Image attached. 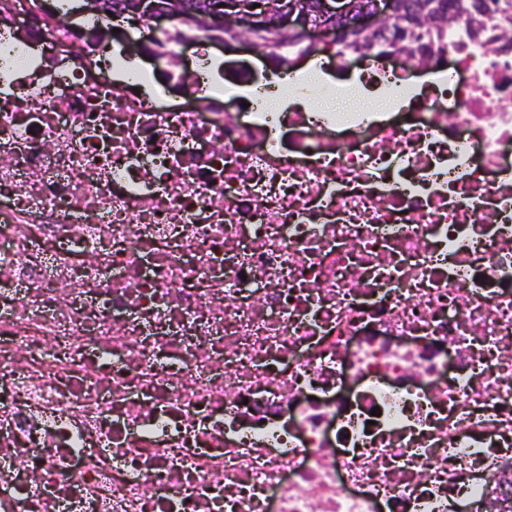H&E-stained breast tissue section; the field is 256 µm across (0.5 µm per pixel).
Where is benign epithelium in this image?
Instances as JSON below:
<instances>
[{"label":"benign epithelium","instance_id":"1","mask_svg":"<svg viewBox=\"0 0 512 512\" xmlns=\"http://www.w3.org/2000/svg\"><path fill=\"white\" fill-rule=\"evenodd\" d=\"M485 0H458L451 6L436 0L434 9L424 14L411 0H382L373 10L356 12L347 0H317L313 8L297 7L280 0L273 8L268 0H215L205 11L192 10L184 0H135V23H154L153 32L164 31L161 22L185 18L196 27L208 29L224 27V33L215 36L213 43L234 49L245 47L256 56L272 60L277 51L291 43L303 45L292 62L298 63L320 47L341 44L355 60H362L377 46L387 51V61L409 59L413 48L408 44L409 34L432 21H451L460 16H480ZM324 17L334 15L343 24L331 28L332 39L325 41L312 35V13Z\"/></svg>","mask_w":512,"mask_h":512}]
</instances>
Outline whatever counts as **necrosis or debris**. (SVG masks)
<instances>
[{"mask_svg":"<svg viewBox=\"0 0 512 512\" xmlns=\"http://www.w3.org/2000/svg\"><path fill=\"white\" fill-rule=\"evenodd\" d=\"M511 34L282 111L0 0V512H512Z\"/></svg>","mask_w":512,"mask_h":512,"instance_id":"1","label":"necrosis or debris"}]
</instances>
